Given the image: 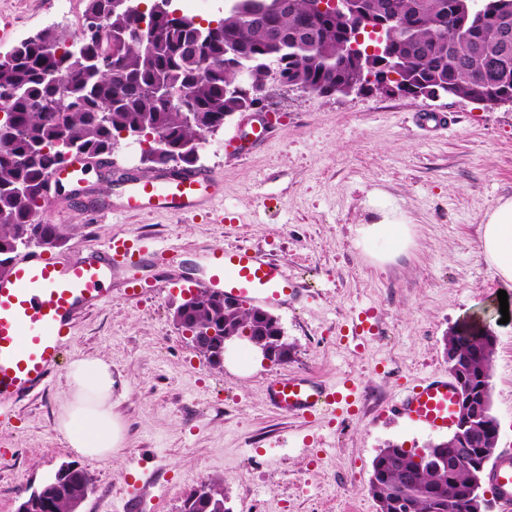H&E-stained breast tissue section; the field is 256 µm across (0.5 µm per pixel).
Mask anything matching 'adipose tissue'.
<instances>
[{
    "instance_id": "ef3b65f1",
    "label": "adipose tissue",
    "mask_w": 512,
    "mask_h": 512,
    "mask_svg": "<svg viewBox=\"0 0 512 512\" xmlns=\"http://www.w3.org/2000/svg\"><path fill=\"white\" fill-rule=\"evenodd\" d=\"M380 218L361 228L365 243L377 246V258L386 259L406 241V225L384 201L373 203ZM482 258L504 283H512V198L500 200L484 217L480 244ZM69 395L58 415V427L78 455L99 459L111 456L124 434L112 414V370L95 358H83L68 367Z\"/></svg>"
}]
</instances>
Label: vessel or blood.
Instances as JSON below:
<instances>
[{
    "mask_svg": "<svg viewBox=\"0 0 512 512\" xmlns=\"http://www.w3.org/2000/svg\"><path fill=\"white\" fill-rule=\"evenodd\" d=\"M216 185L202 170H158L128 180L119 209L197 214L217 200ZM168 257L167 250L115 237L80 262L31 251L0 274V422L8 421L22 397L50 384L78 315L107 302L103 283L113 271L148 261L158 264ZM210 258L214 270L208 284L222 288L226 297L278 307L302 291V283L286 265L259 250L219 249L211 251ZM358 393L353 380L335 384L308 375L278 377L267 386L274 409L313 419L341 409ZM458 401L454 377L432 375L406 386L390 411L410 425L451 433L457 426ZM485 476L500 512H512V453L491 460Z\"/></svg>",
    "mask_w": 512,
    "mask_h": 512,
    "instance_id": "obj_1",
    "label": "vessel or blood"
}]
</instances>
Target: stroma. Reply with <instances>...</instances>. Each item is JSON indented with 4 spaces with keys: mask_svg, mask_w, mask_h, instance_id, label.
Returning a JSON list of instances; mask_svg holds the SVG:
<instances>
[{
    "mask_svg": "<svg viewBox=\"0 0 512 512\" xmlns=\"http://www.w3.org/2000/svg\"><path fill=\"white\" fill-rule=\"evenodd\" d=\"M86 5L0 0V52L48 27L77 34L67 14ZM270 109L283 121L253 153H224L227 139L257 126L253 114H235L209 136L197 167L220 177L221 196L197 216L117 212L122 177L145 170L132 141L111 170L87 174L81 194L64 190L40 209L39 219L63 227L58 252L71 259L115 235L176 253L162 267L113 273L109 303L76 319L63 358L111 364L121 448L96 460L71 451L57 428L67 391L58 370L0 426V512H17L66 463L94 477L80 512H115L132 481L144 491L142 512H181L211 479L221 481L230 512H378L368 480L379 450L438 439L387 406L410 382L447 372L444 336L471 328L496 338L492 413L498 449H512V321L501 323L497 296L503 289L512 298V285L479 254L485 213L512 197V105L279 87ZM376 199L409 229L407 246L384 261L359 234L378 218ZM236 246L263 249L314 285L276 311L292 345L287 362L259 361L245 376L209 363L173 320L184 290L207 276V252ZM131 277L167 286L135 298L125 291ZM363 311L376 335H355ZM305 374L354 379L355 412L312 421L267 404L271 379Z\"/></svg>",
    "mask_w": 512,
    "mask_h": 512,
    "instance_id": "stroma-1",
    "label": "stroma"
}]
</instances>
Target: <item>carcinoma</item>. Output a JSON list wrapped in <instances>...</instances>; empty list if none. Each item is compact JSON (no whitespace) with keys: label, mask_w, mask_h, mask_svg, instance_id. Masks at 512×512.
Listing matches in <instances>:
<instances>
[{"label":"carcinoma","mask_w":512,"mask_h":512,"mask_svg":"<svg viewBox=\"0 0 512 512\" xmlns=\"http://www.w3.org/2000/svg\"><path fill=\"white\" fill-rule=\"evenodd\" d=\"M232 0L224 16L207 24L170 16V0H151L142 10L130 0L126 13L112 0H87L80 32L70 37L46 28L0 57V272L19 245L54 249L65 239L57 224L37 220L40 200L54 170L70 152L112 157L124 134L158 137L142 149L148 169L194 168L207 136L256 101L254 89L273 79L306 93L367 85L382 70L396 76L405 95L459 96L496 106L512 101V0H357V15L317 10L315 0ZM156 32L147 50L137 36L141 22ZM387 22L382 41L366 28ZM363 36L350 51V36ZM184 332L210 329L193 341L207 359L224 350V339L248 334L268 338L287 356L291 344L279 318L267 310L198 288L174 310ZM448 367L472 382L491 406L494 351L481 334L444 338ZM489 416L459 448L456 436L424 448L389 445L372 462L368 490L379 512H395L398 500L412 512H471L483 484L486 449L497 439ZM43 507L41 490L24 503L30 512H72L88 496L93 478L71 464ZM205 492L182 512H230L221 508V483H201Z\"/></svg>","instance_id":"1"}]
</instances>
